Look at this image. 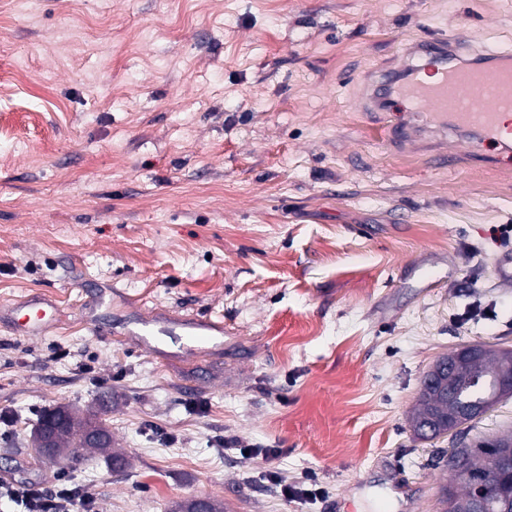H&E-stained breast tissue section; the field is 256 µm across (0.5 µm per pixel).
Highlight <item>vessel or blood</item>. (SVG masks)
Returning a JSON list of instances; mask_svg holds the SVG:
<instances>
[{
	"instance_id": "obj_1",
	"label": "vessel or blood",
	"mask_w": 512,
	"mask_h": 512,
	"mask_svg": "<svg viewBox=\"0 0 512 512\" xmlns=\"http://www.w3.org/2000/svg\"><path fill=\"white\" fill-rule=\"evenodd\" d=\"M410 53L417 56V63L382 76L375 90L377 104L393 96L404 99L413 111L427 116L429 128L478 143L492 140L499 143L502 154L512 153V144L504 141L501 129L502 116L512 112L511 52L492 51L485 64H463L458 60L456 39L436 35L413 43ZM25 307L36 313L30 334L39 335L54 327L52 300L35 296ZM223 333V327L208 318L174 325L144 317L137 329L144 343L157 336L176 335L187 349Z\"/></svg>"
}]
</instances>
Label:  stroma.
Instances as JSON below:
<instances>
[{
  "label": "stroma",
  "mask_w": 512,
  "mask_h": 512,
  "mask_svg": "<svg viewBox=\"0 0 512 512\" xmlns=\"http://www.w3.org/2000/svg\"><path fill=\"white\" fill-rule=\"evenodd\" d=\"M441 32L512 49V0H0V308L62 315L0 321L16 480L64 477L96 512H440L450 443L408 412L458 345L512 349V160L399 142L400 100L366 95ZM153 311L224 334L149 349ZM103 400L121 465L37 454L43 411ZM24 309L36 310V318L31 321L29 318L30 327L27 332L31 335H40L50 328H55V321L50 312L56 308L52 300L41 298L40 296H33L23 303ZM49 315L47 316V313Z\"/></svg>",
  "instance_id": "35a3bbf8"
}]
</instances>
